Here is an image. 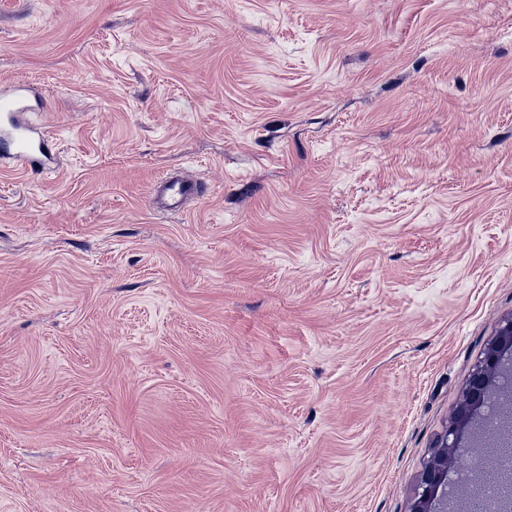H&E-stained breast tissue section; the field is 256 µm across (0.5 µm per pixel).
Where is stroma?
Wrapping results in <instances>:
<instances>
[{
    "mask_svg": "<svg viewBox=\"0 0 512 512\" xmlns=\"http://www.w3.org/2000/svg\"><path fill=\"white\" fill-rule=\"evenodd\" d=\"M18 81L0 512H410L512 315V0H0ZM23 91L25 89L18 86L12 91L0 92L1 117H4L12 130L4 138L1 156L4 159L21 160L32 171H39L49 159V149L43 132L33 127L24 117L23 112L29 110ZM155 207L163 208L168 212H179L183 201L188 197L199 198L201 196L199 185L190 178L177 181L160 182L149 188L148 194Z\"/></svg>",
    "mask_w": 512,
    "mask_h": 512,
    "instance_id": "1",
    "label": "stroma"
}]
</instances>
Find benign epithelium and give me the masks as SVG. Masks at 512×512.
<instances>
[{
    "label": "benign epithelium",
    "mask_w": 512,
    "mask_h": 512,
    "mask_svg": "<svg viewBox=\"0 0 512 512\" xmlns=\"http://www.w3.org/2000/svg\"><path fill=\"white\" fill-rule=\"evenodd\" d=\"M505 348H512V315L501 322L496 337L472 370L464 400L420 474L411 512H447L448 465L456 453L458 431L469 423L473 408L487 402L496 387L499 353Z\"/></svg>",
    "instance_id": "7a95c632"
}]
</instances>
